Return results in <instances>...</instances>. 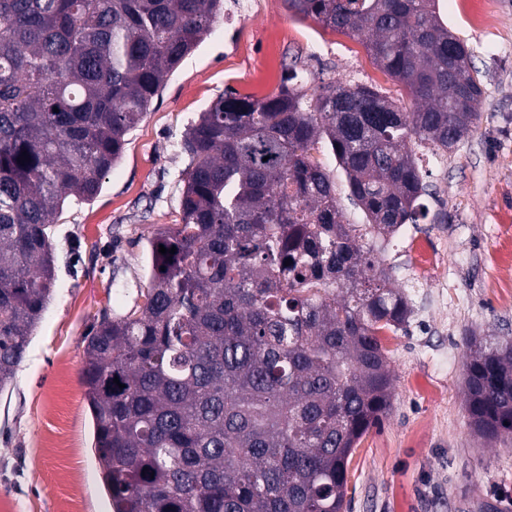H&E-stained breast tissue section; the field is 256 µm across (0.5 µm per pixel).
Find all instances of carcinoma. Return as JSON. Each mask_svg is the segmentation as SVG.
Segmentation results:
<instances>
[{"label": "carcinoma", "mask_w": 512, "mask_h": 512, "mask_svg": "<svg viewBox=\"0 0 512 512\" xmlns=\"http://www.w3.org/2000/svg\"><path fill=\"white\" fill-rule=\"evenodd\" d=\"M288 8L362 39L412 106L341 82L310 94L294 72L263 99L224 92L184 133L181 222L147 240L144 301L86 336L111 512H344L350 458L390 408L379 333L412 308L378 255L426 216L415 147L463 141L481 82L436 0ZM223 16L224 0H0L1 391L52 298L66 200L100 192ZM320 147L366 223L347 222ZM464 383L473 431L512 439V339L469 337Z\"/></svg>", "instance_id": "obj_1"}]
</instances>
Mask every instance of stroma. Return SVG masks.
<instances>
[{"label": "stroma", "instance_id": "obj_1", "mask_svg": "<svg viewBox=\"0 0 512 512\" xmlns=\"http://www.w3.org/2000/svg\"><path fill=\"white\" fill-rule=\"evenodd\" d=\"M472 50L483 94L469 136L424 153L427 216L382 256L414 312L382 333L392 406L348 466L346 512H512V441L469 426L464 352L471 335L512 337V0H438ZM305 89L332 81L407 100L357 37L289 11L286 0H224L210 36L170 76L90 203L59 220L57 287L13 383L0 391V505L6 512H110L80 383L95 317L120 314L149 286L147 239L179 223L189 159L181 139L224 91L263 98L288 69Z\"/></svg>", "mask_w": 512, "mask_h": 512}]
</instances>
